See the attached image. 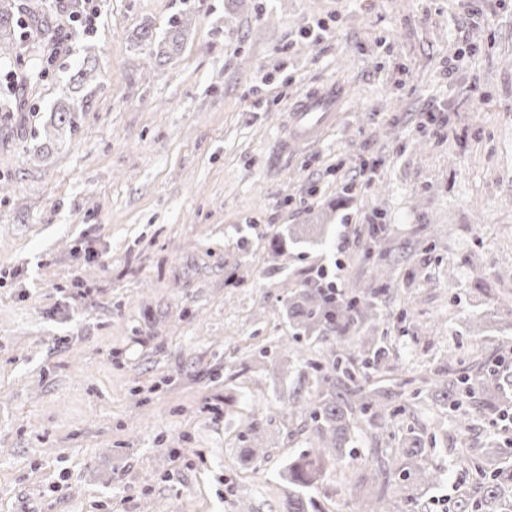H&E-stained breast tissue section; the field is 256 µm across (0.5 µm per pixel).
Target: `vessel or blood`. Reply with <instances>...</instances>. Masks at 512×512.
Here are the masks:
<instances>
[{
    "label": "vessel or blood",
    "instance_id": "vessel-or-blood-1",
    "mask_svg": "<svg viewBox=\"0 0 512 512\" xmlns=\"http://www.w3.org/2000/svg\"><path fill=\"white\" fill-rule=\"evenodd\" d=\"M341 105L342 91L333 83L322 84L299 97L288 114V137L279 143V153L284 155L292 146L318 141L336 121Z\"/></svg>",
    "mask_w": 512,
    "mask_h": 512
}]
</instances>
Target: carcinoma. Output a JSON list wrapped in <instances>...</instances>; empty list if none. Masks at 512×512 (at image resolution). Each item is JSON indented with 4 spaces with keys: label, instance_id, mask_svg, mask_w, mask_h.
Here are the masks:
<instances>
[{
    "label": "carcinoma",
    "instance_id": "1",
    "mask_svg": "<svg viewBox=\"0 0 512 512\" xmlns=\"http://www.w3.org/2000/svg\"><path fill=\"white\" fill-rule=\"evenodd\" d=\"M18 17L7 0H0V55L14 54L18 30ZM185 21L175 19L161 41L153 33H142V43L160 46L159 56L175 55L182 47L181 30ZM75 108L68 102L58 104L55 111L57 126H76ZM380 289L361 288L358 293L345 297L330 288H302L288 302V318L298 334L308 335L321 328L336 333V338L359 347L360 365L368 370L386 357V348L374 339L356 335L357 327L373 318ZM316 383L320 388L314 406L306 409L293 404L301 414H308L315 447L288 459L281 479L288 485L284 512H316L310 490L318 488L328 460L341 459L352 442L351 399L359 403V411L374 423L384 419L387 409L381 392L364 391L358 383L357 372L350 356L331 346L325 349L322 361L316 367ZM440 394L456 421L458 432L469 429L472 412L466 407L469 399L479 398L478 412L500 416L512 399V357L504 353L492 364H483L474 372L454 375L439 373V378L427 383L417 395H427L431 390ZM425 450L423 437L411 433L402 442V454L407 459L420 457ZM504 449L491 441L484 451L462 459L475 481L470 488H458L453 512H512V462L502 460ZM443 473L437 468L417 467L409 476L406 500H417V494L438 485Z\"/></svg>",
    "mask_w": 512,
    "mask_h": 512
}]
</instances>
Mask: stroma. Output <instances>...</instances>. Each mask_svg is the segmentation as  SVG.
I'll return each instance as SVG.
<instances>
[{
    "instance_id": "35a3bbf8",
    "label": "stroma",
    "mask_w": 512,
    "mask_h": 512,
    "mask_svg": "<svg viewBox=\"0 0 512 512\" xmlns=\"http://www.w3.org/2000/svg\"><path fill=\"white\" fill-rule=\"evenodd\" d=\"M93 5L74 28L41 0L55 41L0 59V512H283L279 474L315 443L288 403L316 400L327 344L296 337L286 302L322 266L380 291L358 333L387 349L369 377L392 415L359 421L319 512H448L461 457L512 446L417 393L512 348V0ZM181 16L169 61L137 42ZM326 81L335 125L271 166L292 102ZM64 96L88 103L73 130L50 122ZM412 431L443 480L409 506Z\"/></svg>"
}]
</instances>
